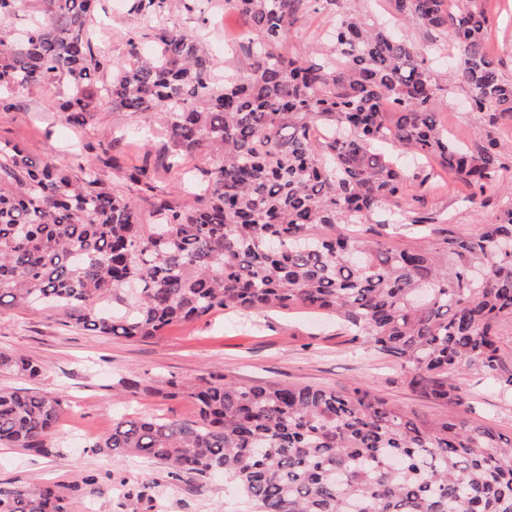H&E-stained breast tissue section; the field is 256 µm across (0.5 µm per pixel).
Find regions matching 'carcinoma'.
Listing matches in <instances>:
<instances>
[{
    "label": "carcinoma",
    "mask_w": 512,
    "mask_h": 512,
    "mask_svg": "<svg viewBox=\"0 0 512 512\" xmlns=\"http://www.w3.org/2000/svg\"><path fill=\"white\" fill-rule=\"evenodd\" d=\"M99 0H42L14 38L0 30V108L41 84L68 91L54 109L80 127L102 102L151 118L159 159L193 199L154 206L145 223L128 184L105 183L0 146V311L48 303L64 323L102 336L151 339L216 312L309 309L341 320L361 343L396 359L406 383L453 398L461 365L500 377L497 326L512 320V189L493 224L456 234L441 213L390 209L406 176L388 149L436 160L487 202L505 168L495 128L512 120V80L489 52L483 0H388L399 19L438 33L418 49L382 23L337 19L331 49L286 56L288 29L335 0H230L260 40L248 76L220 75L198 28L165 24L171 0H133L157 21L128 60L96 50ZM455 51L448 84L469 91L480 144L448 136L444 88L426 65ZM198 150L213 159L185 169ZM402 231L423 241L396 249ZM0 371L42 367L0 352ZM193 422L124 416L91 444L141 457L171 478L222 472L258 512H512V437L462 417L396 408L368 388L293 384L191 386ZM64 401L30 388L0 391V445L52 452ZM74 487L0 489V512H69Z\"/></svg>",
    "instance_id": "1"
}]
</instances>
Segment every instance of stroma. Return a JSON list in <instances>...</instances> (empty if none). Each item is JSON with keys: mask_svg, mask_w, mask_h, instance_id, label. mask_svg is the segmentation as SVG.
<instances>
[{"mask_svg": "<svg viewBox=\"0 0 512 512\" xmlns=\"http://www.w3.org/2000/svg\"><path fill=\"white\" fill-rule=\"evenodd\" d=\"M203 2L209 18L204 45L210 57L216 66L247 75L252 60L242 45L251 32L227 0ZM484 6L497 17L491 48L502 76L512 80V0H484ZM385 7V0H336L333 10L308 15L290 27L279 50L287 56L304 55L328 43L337 17H377ZM152 25L133 12L131 0H102L91 28L96 47L122 61L128 38L150 33ZM63 92L59 85H39L13 95L9 109L0 111V145H19L39 160L54 157L74 168H93L109 183L132 168H147L152 189L141 209L150 211L154 198L171 192L175 177L160 166L157 154L147 153L132 120L111 107H103L77 129L62 122L52 105ZM407 185L410 196L446 214L459 233L473 232L497 214L493 203L460 205L458 183L424 178L412 165ZM0 351L41 364L37 389L67 403L52 455L34 457L19 448L0 447V487L44 482L73 486L70 512H129L131 493L141 497L140 512H252L223 475L203 483L189 476L171 480L146 461L116 464L88 446L124 415L195 420L197 409L189 392L203 381L365 386L394 406L432 417H464L512 436V395L503 393L496 380L461 367L448 375L455 402H433L408 387L396 362L363 347L336 321L305 310L217 313L166 328L154 339L132 342L73 329L53 312L17 305L0 313Z\"/></svg>", "mask_w": 512, "mask_h": 512, "instance_id": "stroma-1", "label": "stroma"}]
</instances>
